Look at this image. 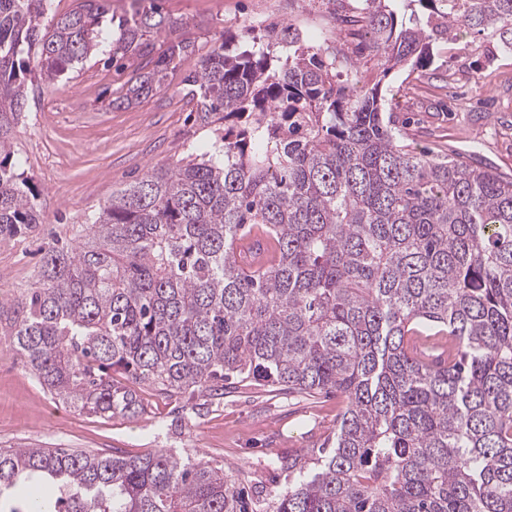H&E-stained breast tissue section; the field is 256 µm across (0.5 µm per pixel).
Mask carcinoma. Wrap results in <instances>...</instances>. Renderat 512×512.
Here are the masks:
<instances>
[{"label": "carcinoma", "instance_id": "carcinoma-1", "mask_svg": "<svg viewBox=\"0 0 512 512\" xmlns=\"http://www.w3.org/2000/svg\"><path fill=\"white\" fill-rule=\"evenodd\" d=\"M0 0V243L40 210L14 150L30 97L109 43L136 77L112 103L162 90L175 61L211 132L187 157L112 193L76 244H48L9 329L50 394L91 415L142 411L136 386L195 395L196 414L250 380L347 399L336 429L276 471L284 488L159 449L104 456L0 450L9 512H512V180L408 149L381 82L328 42L286 26L166 47L180 22L157 0L106 33L112 0ZM368 48L424 70L433 44L489 32L512 50V0H358ZM288 45V54L272 47ZM271 265L242 269L237 238Z\"/></svg>", "mask_w": 512, "mask_h": 512}]
</instances>
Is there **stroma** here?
Listing matches in <instances>:
<instances>
[{
    "instance_id": "obj_1",
    "label": "stroma",
    "mask_w": 512,
    "mask_h": 512,
    "mask_svg": "<svg viewBox=\"0 0 512 512\" xmlns=\"http://www.w3.org/2000/svg\"><path fill=\"white\" fill-rule=\"evenodd\" d=\"M354 0H160L164 13L182 20L176 36L202 49L224 35L290 24L318 27L322 37L352 58L361 80L379 75L378 57L357 27L335 13ZM99 52L69 72L59 87L38 91L18 128L15 145L37 191L42 222L36 231L0 244V299L20 297L33 283L42 250L53 238L72 237L112 193L150 167L184 157L206 141L183 102L179 81L128 108L112 105V90L128 71L105 67ZM385 103L405 119L414 150L470 156L512 177V57L494 39L471 32L437 43L426 70L385 77ZM58 102L42 111L44 99ZM146 410L135 418H100L44 391L31 375L12 336L0 333V448H71L135 456L161 448L262 480L266 493L280 482L274 463L319 448L336 427L342 396L269 393L250 381L227 389L224 400L196 416L187 399L142 393Z\"/></svg>"
}]
</instances>
